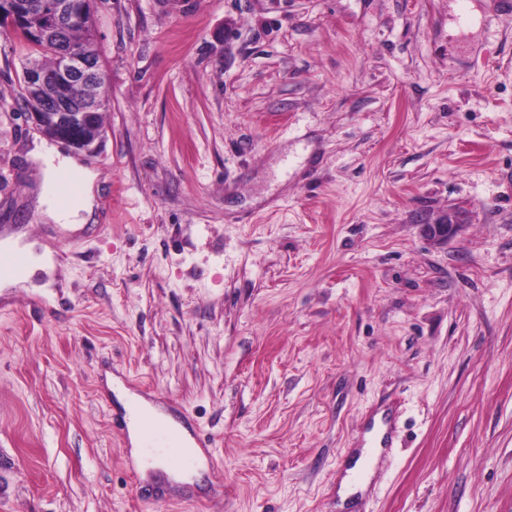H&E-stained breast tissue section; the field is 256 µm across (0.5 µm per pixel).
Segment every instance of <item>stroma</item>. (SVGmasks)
I'll return each instance as SVG.
<instances>
[{
    "label": "stroma",
    "instance_id": "1",
    "mask_svg": "<svg viewBox=\"0 0 512 512\" xmlns=\"http://www.w3.org/2000/svg\"><path fill=\"white\" fill-rule=\"evenodd\" d=\"M93 39L99 215L65 235L0 26V229L60 263L0 293V512H512V11L96 0ZM111 374L194 419L201 483L143 478ZM457 220L455 216L444 215L439 221L434 224H426L424 226V233L432 240L439 242H446L451 237L457 227Z\"/></svg>",
    "mask_w": 512,
    "mask_h": 512
}]
</instances>
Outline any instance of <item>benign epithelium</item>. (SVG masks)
Returning a JSON list of instances; mask_svg holds the SVG:
<instances>
[{"mask_svg":"<svg viewBox=\"0 0 512 512\" xmlns=\"http://www.w3.org/2000/svg\"><path fill=\"white\" fill-rule=\"evenodd\" d=\"M42 13L43 25L35 34L46 37L60 30L63 20L74 16L68 0L46 4ZM56 52L60 74L69 82L79 83L84 92L75 99L56 94L51 90L47 74L32 64L27 71L24 94L40 95L45 106L39 112L27 113V117L45 136L75 150L91 152L102 138L95 124L102 100V65L89 54L75 53L65 47H56ZM456 227V217L446 214L439 221L424 225V233L435 241L446 242Z\"/></svg>","mask_w":512,"mask_h":512,"instance_id":"1","label":"benign epithelium"}]
</instances>
